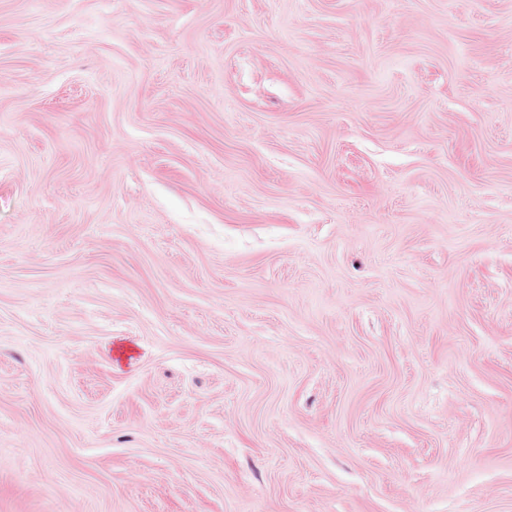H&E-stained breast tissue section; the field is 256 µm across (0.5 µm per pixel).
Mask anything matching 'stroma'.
<instances>
[{"label": "stroma", "instance_id": "obj_1", "mask_svg": "<svg viewBox=\"0 0 512 512\" xmlns=\"http://www.w3.org/2000/svg\"><path fill=\"white\" fill-rule=\"evenodd\" d=\"M512 512V0H0V512Z\"/></svg>", "mask_w": 512, "mask_h": 512}]
</instances>
